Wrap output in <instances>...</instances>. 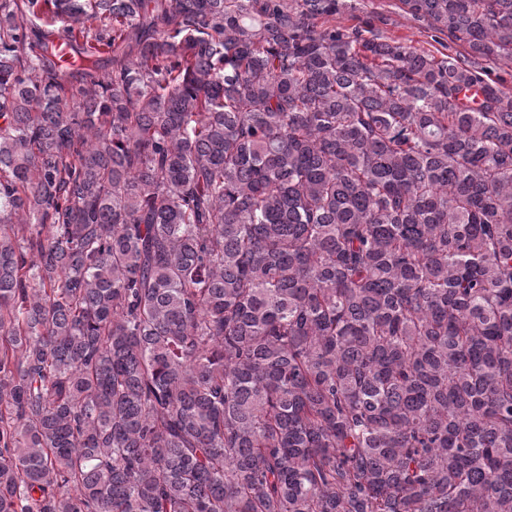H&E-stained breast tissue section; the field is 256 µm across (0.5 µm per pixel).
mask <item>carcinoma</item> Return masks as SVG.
Returning <instances> with one entry per match:
<instances>
[{
  "mask_svg": "<svg viewBox=\"0 0 512 512\" xmlns=\"http://www.w3.org/2000/svg\"><path fill=\"white\" fill-rule=\"evenodd\" d=\"M400 3L0 0V512H512V0ZM327 25L345 29L373 28L384 36L418 49L454 54L456 46L448 37L423 21L412 20L400 8L399 0H353Z\"/></svg>",
  "mask_w": 512,
  "mask_h": 512,
  "instance_id": "1",
  "label": "carcinoma"
}]
</instances>
